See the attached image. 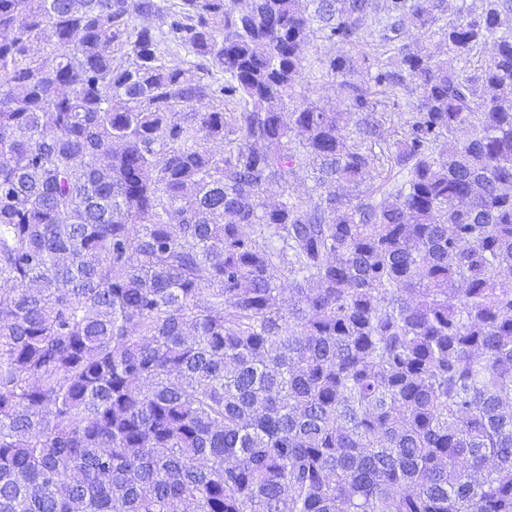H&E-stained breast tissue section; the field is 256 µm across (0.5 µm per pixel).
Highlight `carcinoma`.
<instances>
[{
	"instance_id": "1",
	"label": "carcinoma",
	"mask_w": 512,
	"mask_h": 512,
	"mask_svg": "<svg viewBox=\"0 0 512 512\" xmlns=\"http://www.w3.org/2000/svg\"><path fill=\"white\" fill-rule=\"evenodd\" d=\"M309 2L0 0V512H512V0H392L395 140ZM378 5V14L374 18H369L367 22V31L364 39L357 44L342 43L337 38L328 40L323 38L322 33L318 32L315 37L304 49L306 58L305 68L298 78L296 94L301 96L288 101V110L292 111L296 106H300L305 101H315L327 108L335 109L336 112H345L346 103L337 94L336 80L327 74V61L334 56L345 54L354 58L356 62L355 70L348 76L352 82L361 86L371 101L383 100L385 106L379 107L383 112H388L387 118H391V124L385 127H398L404 124L407 118H410L412 112H416V96L406 90L400 91L397 96L385 98L380 93L375 84L374 77L378 67L384 63L388 57L394 54L393 44L385 42L381 37V25L377 19L387 13L391 0H375ZM481 0H444L442 10H435L434 13L440 21L437 26L444 25L446 22L456 20L461 12L470 13L472 17L478 15L481 11ZM437 27H433L431 30H422V31H413L411 33L412 39L418 40L420 43L425 45L433 55L434 59L442 62L443 64L448 65V70L451 71H467L474 72L477 68L480 67L481 63L486 59L487 55H489L493 46L491 43L486 44L478 50L476 53L474 52L468 58H458L454 57L452 54H448L447 47L443 42H441L440 37L433 33V30ZM311 180V178L304 179L303 176H300L298 179L291 180L287 189H284V187H282L284 185H281L280 183H272L267 188L265 198L269 202L277 203L285 197L283 193L286 195L288 193V196L291 198L301 197L305 200H308L309 196H311V198H313L315 201L317 200V195L311 191L313 186V182ZM283 190L286 191L283 192Z\"/></svg>"
}]
</instances>
